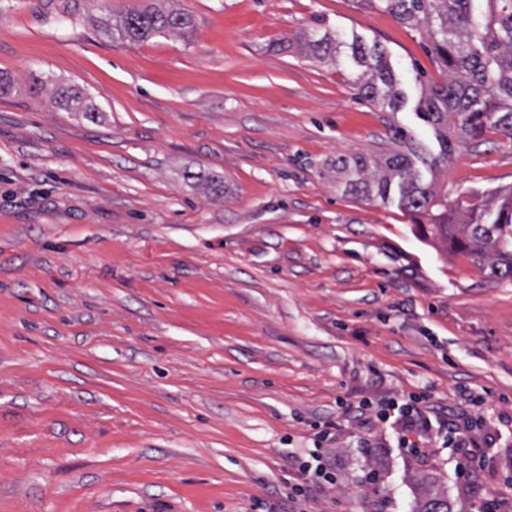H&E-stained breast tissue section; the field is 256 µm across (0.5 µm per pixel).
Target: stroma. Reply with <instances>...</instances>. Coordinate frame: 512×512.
<instances>
[{
  "label": "stroma",
  "instance_id": "obj_1",
  "mask_svg": "<svg viewBox=\"0 0 512 512\" xmlns=\"http://www.w3.org/2000/svg\"><path fill=\"white\" fill-rule=\"evenodd\" d=\"M147 2L0 0V512H293L289 458L323 446L338 481L306 512H512V280L336 172L439 156L426 33L374 0H173L192 37L113 45L100 19ZM326 33L336 63L300 52ZM355 39L384 49L398 110L355 88ZM422 178L512 185V139L455 138ZM420 393L452 425L482 407L472 478L377 421Z\"/></svg>",
  "mask_w": 512,
  "mask_h": 512
}]
</instances>
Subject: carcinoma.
Masks as SVG:
<instances>
[{
    "label": "carcinoma",
    "mask_w": 512,
    "mask_h": 512,
    "mask_svg": "<svg viewBox=\"0 0 512 512\" xmlns=\"http://www.w3.org/2000/svg\"><path fill=\"white\" fill-rule=\"evenodd\" d=\"M395 17L426 29L446 80L425 90L419 104L422 119L439 133L441 156L427 162L438 166L452 148L448 130L476 139L492 128L512 138V0H380ZM191 17L157 4L130 7L116 23L102 21L115 43L144 42L166 34L185 35ZM340 42L325 35L306 43V56L336 61ZM351 58L364 68L358 90L370 101L397 110L404 95L384 50L356 42ZM413 147L378 161L357 156L340 158L336 170L355 199L386 202L397 190L399 203L426 239L440 240L452 251L469 255L495 279H512V188L471 192L448 201L433 183L423 182L415 168Z\"/></svg>",
    "instance_id": "1"
}]
</instances>
